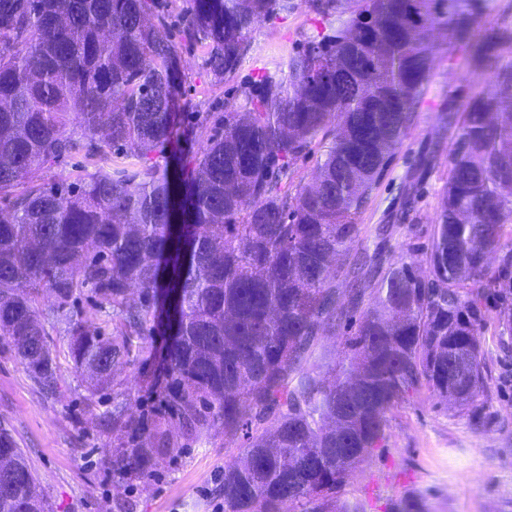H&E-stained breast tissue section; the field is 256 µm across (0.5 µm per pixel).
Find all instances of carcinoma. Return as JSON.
I'll list each match as a JSON object with an SVG mask.
<instances>
[{"mask_svg":"<svg viewBox=\"0 0 512 512\" xmlns=\"http://www.w3.org/2000/svg\"><path fill=\"white\" fill-rule=\"evenodd\" d=\"M488 0H185L172 40L168 0H0V194L34 169L81 157L95 171L34 185L0 208V336L30 378L56 381L45 323L70 336L90 395L114 389L143 322L165 311L168 413L196 437L217 422L249 443L224 468V512H361L341 499L383 438L386 414L421 387L463 410L484 386L482 299L512 291L489 256L512 224V29L471 55L489 86L467 103L425 262L350 252L360 210L414 125L441 30L468 52ZM322 18L259 75L245 110L201 128L187 174L148 163L176 125L181 50L199 47L212 83L235 73L253 26L298 7ZM327 145L314 179L297 158ZM96 308L73 311L85 288ZM142 294L131 300L133 290ZM54 304L38 307L44 291ZM115 320L112 334L98 314ZM358 314L327 365L316 337ZM131 439L112 471L143 478L171 446L168 419L112 402ZM0 512H52L11 433L0 428Z\"/></svg>","mask_w":512,"mask_h":512,"instance_id":"cac0c4a2","label":"carcinoma"}]
</instances>
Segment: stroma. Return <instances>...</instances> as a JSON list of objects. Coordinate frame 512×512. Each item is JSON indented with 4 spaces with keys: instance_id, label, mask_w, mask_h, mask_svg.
<instances>
[{
    "instance_id": "35a3bbf8",
    "label": "stroma",
    "mask_w": 512,
    "mask_h": 512,
    "mask_svg": "<svg viewBox=\"0 0 512 512\" xmlns=\"http://www.w3.org/2000/svg\"><path fill=\"white\" fill-rule=\"evenodd\" d=\"M319 25V18L304 9L260 22L247 36L237 71L218 87L210 84L201 51H182L177 155L195 152L194 127L223 112L225 101L243 104L249 80L261 70L284 67ZM435 38L428 92L359 216L352 249L379 248L398 256L409 247L421 254L431 245L454 139L440 115L448 108L449 91L471 70L443 32ZM481 295L485 392L471 412L457 411L425 389L392 408L384 439L345 487L346 498L364 512H512V332L504 328L512 320V295L504 298L490 288ZM46 332L58 365V386L51 394L39 390L11 344L0 340V424L11 429L53 512H224V500L213 490L237 445L225 442L221 427L190 439L178 421H170L175 446L157 457L149 476H114L112 450L118 440L103 426L113 393L88 397L72 368L66 332L53 324ZM144 334L145 343L134 349L116 379L131 404L156 414L164 406V388L154 350L168 331L155 319Z\"/></svg>"
}]
</instances>
